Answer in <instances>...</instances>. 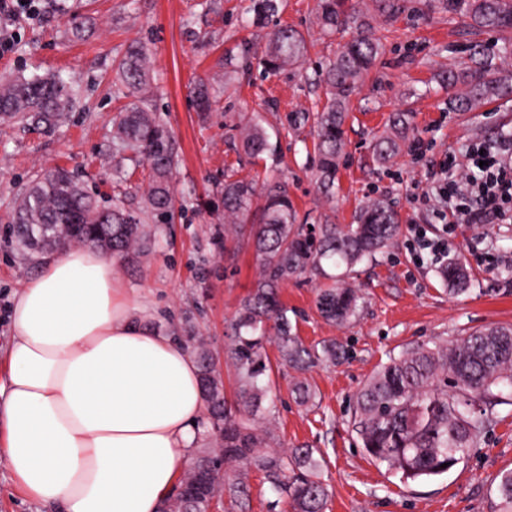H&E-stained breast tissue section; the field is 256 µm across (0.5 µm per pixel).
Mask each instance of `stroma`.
Returning <instances> with one entry per match:
<instances>
[{
    "label": "stroma",
    "instance_id": "1",
    "mask_svg": "<svg viewBox=\"0 0 512 512\" xmlns=\"http://www.w3.org/2000/svg\"><path fill=\"white\" fill-rule=\"evenodd\" d=\"M247 4L42 0L39 14L10 21L17 40L0 55V77L51 70L73 84L77 95L56 125L0 122V356L12 337L13 300L42 270L41 260L23 255L8 226L18 197L47 169L66 168L102 204L118 195L128 210L141 213L153 241L119 261L116 274L147 324L204 347L229 395L237 377L224 355L226 334L260 269L246 243L228 251L215 243L222 221L212 204L225 173L286 181L300 220L310 224L326 217L352 223L363 201L382 199L397 211L403 230L376 261L356 266L353 283L361 301L355 317L337 326L319 316L322 281L301 275L282 285L280 298L301 339L309 345L342 344L349 356L300 374L282 365L276 344L267 345L272 370L264 424L280 447L314 448L332 493L328 512H495L496 477L512 469V405L495 408L468 457L447 473L409 484L369 459L353 428L357 393L390 357L417 344L512 325V223L447 225L430 197L441 164L464 169L469 147L495 145L512 135V94L455 112L448 87L439 80L442 72L480 59L495 36L470 27L462 16L431 12L423 0H409L406 13L395 20L375 17L384 52L351 101L336 195L326 204L316 185L313 132L307 125L287 131L286 117L325 103L314 72L352 33L322 35L316 0H287L278 21L298 30L309 50L296 67L271 75L259 63L266 31L251 24ZM88 18L94 22L89 37L67 36L72 23ZM135 41L148 49L151 104L178 155L170 180L174 207L164 224L141 212L147 167L121 182L113 171L112 120L129 101L115 66ZM202 79L221 84V107L206 115L198 112L192 93ZM395 112L409 113L413 133L399 154L381 165L372 144ZM251 120L262 121L275 156L252 159L241 151L234 128ZM412 224L447 234L449 257L465 258L467 291L449 293L432 256L413 251L407 232ZM299 379L315 392L317 407L297 400L293 385Z\"/></svg>",
    "mask_w": 512,
    "mask_h": 512
}]
</instances>
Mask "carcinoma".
<instances>
[{
    "label": "carcinoma",
    "instance_id": "cac0c4a2",
    "mask_svg": "<svg viewBox=\"0 0 512 512\" xmlns=\"http://www.w3.org/2000/svg\"><path fill=\"white\" fill-rule=\"evenodd\" d=\"M375 10L394 19L407 8V0H373ZM428 7L460 14L479 28L505 34L502 52H512V0H428ZM284 9V0H250L251 22L263 26ZM317 20L326 34L351 23L358 34L315 71L325 90L323 110L296 112L288 126L312 122L316 133L314 165L318 187L326 199L334 196L336 174L344 151V125L351 97L382 52L371 18L348 0H317ZM308 46L303 37L285 25L268 34L262 64L276 73L304 58ZM487 62L459 74L444 73L442 81L452 91L449 104L467 111L504 93L512 92V79L495 75ZM117 73L132 100L116 115L112 160L117 173L126 162L145 163L150 182L143 209L164 222L173 208L169 181L177 165L172 137L149 108L150 76L147 54L140 45L130 46L117 65ZM199 110L214 112L219 98L210 83L194 87ZM77 95L57 75H15L0 80V120L54 125ZM408 133L407 115L396 113L387 132L376 138L378 160L397 155ZM242 148L259 157L274 152L265 128L247 124ZM224 217L233 232H219L222 246L239 237L251 243L260 268L254 288L240 303L234 334L225 347L240 380L234 400H228L212 357L196 349L200 383L207 404L208 432L220 437L222 446L205 448L196 467L180 479L161 512H210L213 498L227 495L231 506L245 512L250 490L240 479L226 477L224 467L234 463L254 465L278 499L289 500L292 512H326L330 491L319 475V463L310 448H274L270 432L259 427L270 362L265 350L274 337L282 360L306 371L319 364L348 356L341 345L321 347L304 344L294 331L288 307L279 290L288 279L311 273L330 285L319 289L316 305L328 322L343 324L355 316L360 301L350 272L364 260L384 252L401 232L398 213L385 201L372 199L359 207L352 224H301L284 183H257L224 174L221 190ZM11 237L26 250L47 253L73 243H95L111 254L129 256L145 247L151 233L140 218L125 209L119 197L105 208L68 170L46 171L22 193L14 211ZM443 276L454 292H464L468 274L461 259L448 262ZM512 404V326L493 325L431 347L414 346L392 357L359 391L353 426L363 451L371 459L401 474L404 482L447 472L442 464L455 466L474 447L485 431L487 413L497 405ZM498 512H512V469L497 476Z\"/></svg>",
    "mask_w": 512,
    "mask_h": 512
}]
</instances>
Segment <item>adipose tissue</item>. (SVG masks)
I'll return each instance as SVG.
<instances>
[{"mask_svg":"<svg viewBox=\"0 0 512 512\" xmlns=\"http://www.w3.org/2000/svg\"><path fill=\"white\" fill-rule=\"evenodd\" d=\"M114 261L65 249L20 288L0 358V461L63 512H159L206 412L190 350L134 314Z\"/></svg>","mask_w":512,"mask_h":512,"instance_id":"ef3b65f1","label":"adipose tissue"}]
</instances>
